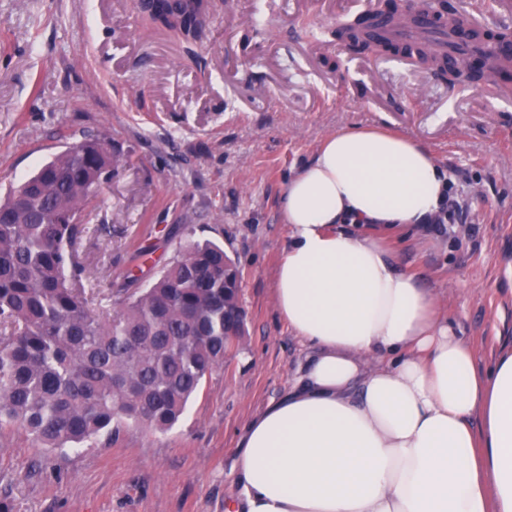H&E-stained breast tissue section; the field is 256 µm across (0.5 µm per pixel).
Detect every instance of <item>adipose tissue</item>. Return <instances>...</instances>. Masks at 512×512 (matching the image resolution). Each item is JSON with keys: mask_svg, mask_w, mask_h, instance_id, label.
Wrapping results in <instances>:
<instances>
[{"mask_svg": "<svg viewBox=\"0 0 512 512\" xmlns=\"http://www.w3.org/2000/svg\"><path fill=\"white\" fill-rule=\"evenodd\" d=\"M447 188L378 128L328 136L288 181L275 299L314 353L240 436L232 512H512V350L480 372L383 236L332 230H409Z\"/></svg>", "mask_w": 512, "mask_h": 512, "instance_id": "obj_1", "label": "adipose tissue"}]
</instances>
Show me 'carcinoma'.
I'll return each mask as SVG.
<instances>
[{"instance_id":"1","label":"carcinoma","mask_w":512,"mask_h":512,"mask_svg":"<svg viewBox=\"0 0 512 512\" xmlns=\"http://www.w3.org/2000/svg\"><path fill=\"white\" fill-rule=\"evenodd\" d=\"M204 0H147L144 9L181 41L197 38ZM362 47L382 39L346 25ZM120 165L102 137H86L0 197V427L42 448L79 445L183 415L203 380L239 345L241 270L210 242L185 245L147 288L109 309L90 305L85 220Z\"/></svg>"}]
</instances>
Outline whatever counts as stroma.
<instances>
[{
	"mask_svg": "<svg viewBox=\"0 0 512 512\" xmlns=\"http://www.w3.org/2000/svg\"><path fill=\"white\" fill-rule=\"evenodd\" d=\"M187 45L145 29L138 0H0V193L65 146L102 136L128 159L89 219L100 297L138 287L190 240L242 271L246 334L168 432L40 448L0 429V497L13 512H227L237 441L292 386L311 352L278 310L292 242L281 200L324 139L381 126L426 147L449 177L453 220L394 238L399 269L437 301L480 370L512 344V82L452 83L336 37L355 0H211Z\"/></svg>",
	"mask_w": 512,
	"mask_h": 512,
	"instance_id": "stroma-1",
	"label": "stroma"
}]
</instances>
